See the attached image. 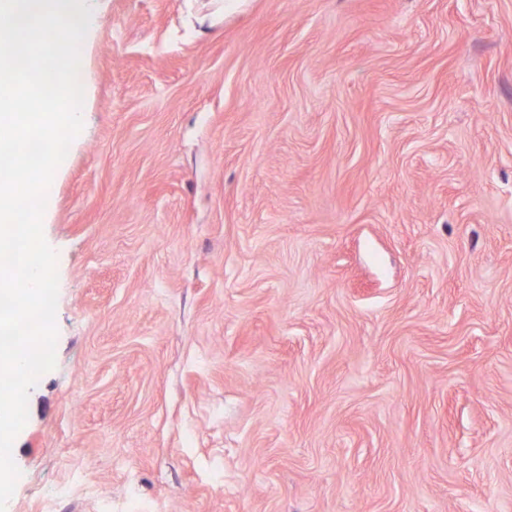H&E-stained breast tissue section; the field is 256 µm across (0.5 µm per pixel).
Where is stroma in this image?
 Returning <instances> with one entry per match:
<instances>
[{
	"label": "stroma",
	"mask_w": 512,
	"mask_h": 512,
	"mask_svg": "<svg viewBox=\"0 0 512 512\" xmlns=\"http://www.w3.org/2000/svg\"><path fill=\"white\" fill-rule=\"evenodd\" d=\"M86 2L6 512H512V0Z\"/></svg>",
	"instance_id": "35a3bbf8"
}]
</instances>
